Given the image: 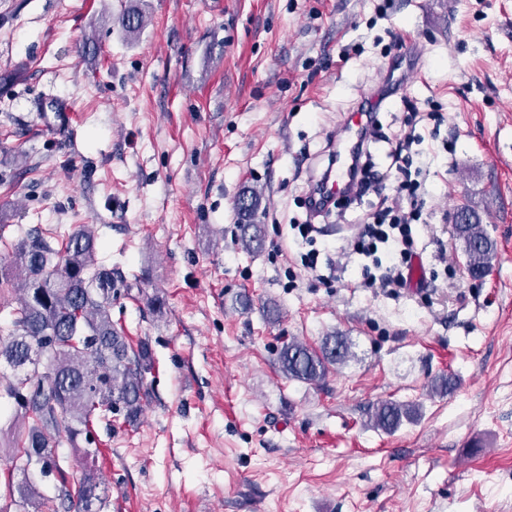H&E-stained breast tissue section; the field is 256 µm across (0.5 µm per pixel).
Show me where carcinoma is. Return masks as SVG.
I'll list each match as a JSON object with an SVG mask.
<instances>
[{
  "label": "carcinoma",
  "mask_w": 512,
  "mask_h": 512,
  "mask_svg": "<svg viewBox=\"0 0 512 512\" xmlns=\"http://www.w3.org/2000/svg\"><path fill=\"white\" fill-rule=\"evenodd\" d=\"M120 22L135 40L143 29V11L130 5ZM470 218L455 225L456 236L463 242L467 272L484 276L497 256V243L475 215ZM261 244L260 226L242 225V249L253 252ZM97 248L90 224L51 236L35 226L14 244L10 262L0 263V288L20 291L11 329L0 339V393L14 402L25 422L13 443L17 469L27 471L33 459L43 463L77 512H99L91 504H102L100 482L88 472L69 487L57 453L61 435L72 443L84 437L85 454L97 456L94 423L114 415L123 416L125 424L136 423L150 398L147 375L154 368L149 342L129 344L123 328L112 322V301L129 288L121 272L97 264ZM350 357L347 337L335 333L323 337L316 349L301 341L283 345L278 368L289 380L314 384ZM419 415L413 402L385 401L374 407L370 423L391 433ZM10 495L17 496L20 508L39 512L34 481L16 484Z\"/></svg>",
  "instance_id": "1"
}]
</instances>
